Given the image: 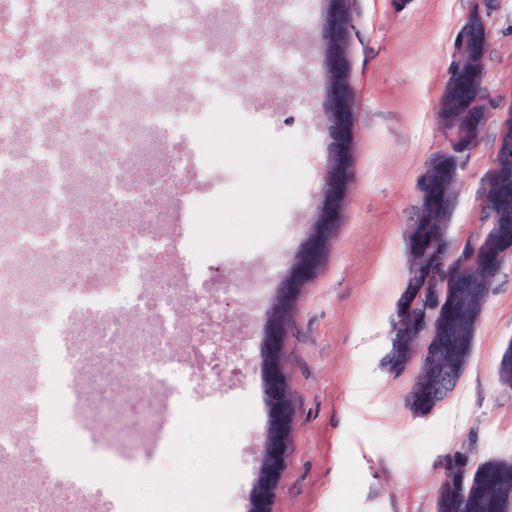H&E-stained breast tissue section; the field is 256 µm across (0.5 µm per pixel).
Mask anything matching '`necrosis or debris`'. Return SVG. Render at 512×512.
<instances>
[{
  "label": "necrosis or debris",
  "mask_w": 512,
  "mask_h": 512,
  "mask_svg": "<svg viewBox=\"0 0 512 512\" xmlns=\"http://www.w3.org/2000/svg\"><path fill=\"white\" fill-rule=\"evenodd\" d=\"M311 6L0 0V512H124L46 449L48 345L70 432L117 467L169 462L182 402L232 373L241 333L190 247L195 206L218 196L191 129L197 77L219 64L276 110L261 78L238 79L241 58L281 52L252 20L275 28ZM127 380L136 394L117 403Z\"/></svg>",
  "instance_id": "4bbe7bcc"
}]
</instances>
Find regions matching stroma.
Returning <instances> with one entry per match:
<instances>
[{
  "label": "stroma",
  "mask_w": 512,
  "mask_h": 512,
  "mask_svg": "<svg viewBox=\"0 0 512 512\" xmlns=\"http://www.w3.org/2000/svg\"><path fill=\"white\" fill-rule=\"evenodd\" d=\"M351 73L347 192L336 232L320 252L317 275L266 332V311L300 252L311 249L310 224L326 166L319 104V19L304 27L258 28L283 44L284 61L244 58L240 79L264 75L270 90L287 88L277 111L257 100L235 108L273 135L294 136L307 178L277 234L250 251L214 260L216 276L237 286L224 309L245 331L239 370L224 386L203 379L211 400L252 398L256 419L237 444L251 461L226 498L228 512H247L268 425V382L280 375L292 422L274 472L265 512H435L444 465L457 448L475 463L512 461V386L498 378L512 342V261L498 273L481 315L472 357L447 399L424 416L405 404L417 364L394 374L383 357L390 323L408 276L406 236L414 221L421 175L444 150L439 101L456 61L455 47L473 0H349ZM486 80L495 95L478 145L461 172L450 217L453 240L484 230L481 185L497 129L512 113V0H495L489 18Z\"/></svg>",
  "instance_id": "1"
}]
</instances>
